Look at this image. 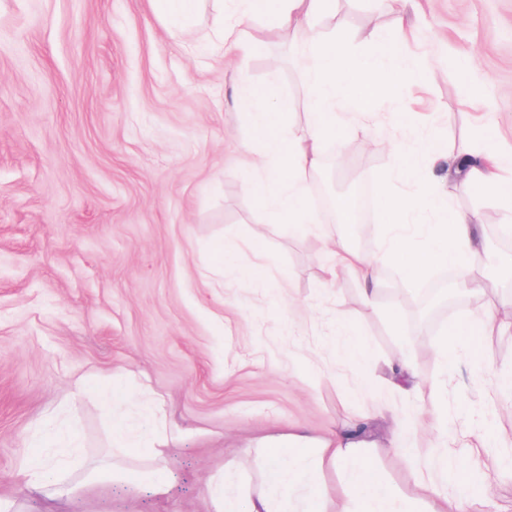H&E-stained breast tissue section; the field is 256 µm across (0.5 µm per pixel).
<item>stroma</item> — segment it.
<instances>
[{
    "instance_id": "35a3bbf8",
    "label": "stroma",
    "mask_w": 512,
    "mask_h": 512,
    "mask_svg": "<svg viewBox=\"0 0 512 512\" xmlns=\"http://www.w3.org/2000/svg\"><path fill=\"white\" fill-rule=\"evenodd\" d=\"M214 5L173 32L150 0H0V500L15 512H207L213 480L237 458L297 426L322 436L363 423L375 464L392 484L412 475L389 453L390 416L412 397L380 378L402 342L424 382L445 383L448 407L474 429L490 405L512 406L494 374L512 368V327L487 331L492 373L466 358L445 371L437 345L448 324L489 303L512 305V248L501 245V204L474 190L454 206L479 214L494 259L472 257L479 289L434 325L418 326L408 301L420 284L391 265L379 295L397 307L401 333L367 305L351 275L326 284L331 257L320 235L276 223L248 189V125L239 89L274 82L295 113L305 97L291 39L275 34L247 55L210 37ZM417 29L426 71L416 125L380 119L351 140L329 138L319 180L338 192L376 184L392 146L422 154L428 140L481 147L484 125L512 146V0H431ZM344 29L355 50L392 35L383 0H335L325 30ZM474 49L470 72L449 65ZM237 259L262 261L240 281L210 259L217 241ZM290 292L293 306L279 304ZM344 314L366 341L371 389L332 346ZM148 386L163 397L173 459L169 491L89 481L131 460L112 445L116 415L103 391ZM384 415H373L374 406ZM53 459L54 482L77 498L28 491L22 460Z\"/></svg>"
}]
</instances>
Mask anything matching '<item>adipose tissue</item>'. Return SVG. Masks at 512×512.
Instances as JSON below:
<instances>
[{
	"label": "adipose tissue",
	"mask_w": 512,
	"mask_h": 512,
	"mask_svg": "<svg viewBox=\"0 0 512 512\" xmlns=\"http://www.w3.org/2000/svg\"><path fill=\"white\" fill-rule=\"evenodd\" d=\"M332 2L242 0L238 13L220 12L213 21L222 42L244 51L256 45L260 23L289 31L297 39L301 79L308 95L303 123H292L293 100L274 93L269 83L244 88L236 103L249 116V144L256 153L249 188L270 216L300 232L319 228V216L309 199V180L321 166L324 141L342 129L361 131L363 122L375 116L377 101H388L394 111H403L407 96L421 86L419 72L409 64L414 30L402 23L417 0H390L391 10L401 20L397 36L379 41L366 58L351 55L347 34L322 30ZM485 140L483 148L456 151L435 139L422 156L398 148L379 188L378 204L388 218L380 257L355 251L345 237H336L331 242L333 260L324 270L326 281L354 274L363 285L365 301L374 303L382 288L378 264L385 261L411 280L421 279L431 267L446 266L456 271L460 288H474L468 258L485 249L478 216L450 214V198H416L397 190L395 183L417 173L422 162L433 165L444 160L449 190L476 189L493 195L504 202L512 220V181L506 177L512 170V152L497 148L494 130H487ZM500 320L499 309L492 308L452 322L438 347L442 361L453 362L462 349L476 371H488L483 336ZM164 426V414L155 402L148 406L147 424L136 440H128L123 421H116L113 437L118 447L148 466L135 472L113 469L112 481L146 483L156 494L167 493L165 477L153 467L169 457L167 440L161 435ZM435 427L442 434V451L434 475L412 488L388 483L364 442L352 439L348 431L328 437L292 432L287 442L249 449L253 480H242L233 466H225L213 488V512H464L466 504L486 496L488 475L471 469L465 458L456 455L458 437L448 432L447 412L437 413ZM329 472L339 474V486L326 482ZM446 484L461 487L462 496L440 500V489Z\"/></svg>",
	"instance_id": "ef3b65f1"
}]
</instances>
